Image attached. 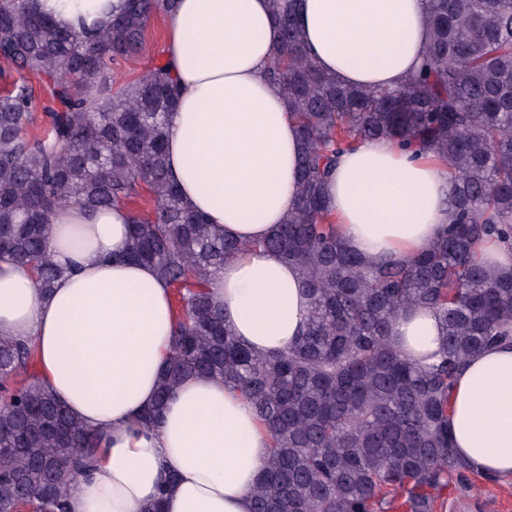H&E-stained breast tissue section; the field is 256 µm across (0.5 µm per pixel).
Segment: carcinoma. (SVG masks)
I'll list each match as a JSON object with an SVG mask.
<instances>
[{
	"label": "carcinoma",
	"mask_w": 512,
	"mask_h": 512,
	"mask_svg": "<svg viewBox=\"0 0 512 512\" xmlns=\"http://www.w3.org/2000/svg\"><path fill=\"white\" fill-rule=\"evenodd\" d=\"M164 0H125L104 28L62 29L34 0H0V60L18 74L0 92V256L30 264L49 291L62 274L47 248L59 208L125 207L129 259L172 289L177 319L155 404L189 377L238 387L269 428L272 448L251 512H433V493L463 473L448 438L449 389L477 351L512 340V269L491 270L475 239L512 241V0H428L429 39L416 78L357 87L317 69L292 0H270L282 44L267 78L300 127L296 208L254 247L297 268L310 296L305 329L266 356L235 336L209 296L224 262L247 248L217 238L166 171L167 116L179 89L164 65L132 81L114 71L138 56ZM41 78L53 107L32 136ZM389 138L448 163L452 221L409 260L373 261L347 249L331 222L337 158ZM434 309L443 342L419 365L395 347L392 322ZM23 340L0 338V512H67L74 477L101 436L37 381Z\"/></svg>",
	"instance_id": "carcinoma-1"
}]
</instances>
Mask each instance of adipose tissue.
I'll return each mask as SVG.
<instances>
[{
	"instance_id": "adipose-tissue-1",
	"label": "adipose tissue",
	"mask_w": 512,
	"mask_h": 512,
	"mask_svg": "<svg viewBox=\"0 0 512 512\" xmlns=\"http://www.w3.org/2000/svg\"><path fill=\"white\" fill-rule=\"evenodd\" d=\"M62 26L111 23L123 0H40ZM318 69L347 85L391 87L416 75L429 37L426 0H296ZM164 65L180 93L167 121V171L213 234L244 242L211 284L239 341L277 355L294 343L310 298L294 266L254 249L297 204L301 142L267 78L279 47L268 0H174L162 9ZM448 165L387 139L337 161L330 213L346 246L372 260L410 258L449 223ZM122 207L57 209L48 250L65 273L42 291L28 265L0 261V336L35 351L36 379L102 436L80 472L68 512H250L271 448L251 403L216 378L184 381L157 427L139 422L157 395L172 345L171 292L149 266L125 258ZM406 357L440 346L434 313L392 324ZM448 435L468 470L512 476V343L474 354L457 373Z\"/></svg>"
}]
</instances>
